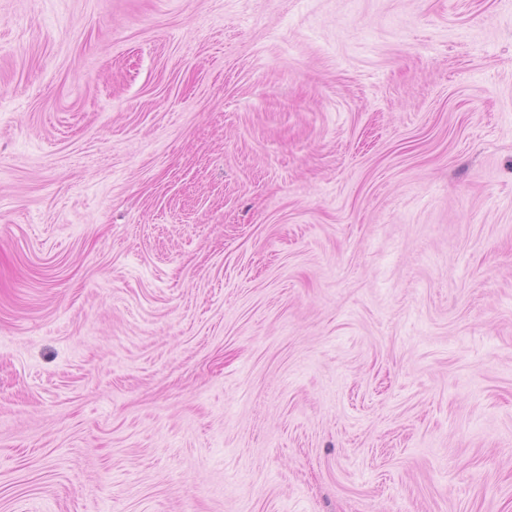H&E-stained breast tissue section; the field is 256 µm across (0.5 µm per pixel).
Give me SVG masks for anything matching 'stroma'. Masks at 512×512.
Masks as SVG:
<instances>
[{"mask_svg": "<svg viewBox=\"0 0 512 512\" xmlns=\"http://www.w3.org/2000/svg\"><path fill=\"white\" fill-rule=\"evenodd\" d=\"M0 512H512V0H0Z\"/></svg>", "mask_w": 512, "mask_h": 512, "instance_id": "1", "label": "stroma"}]
</instances>
